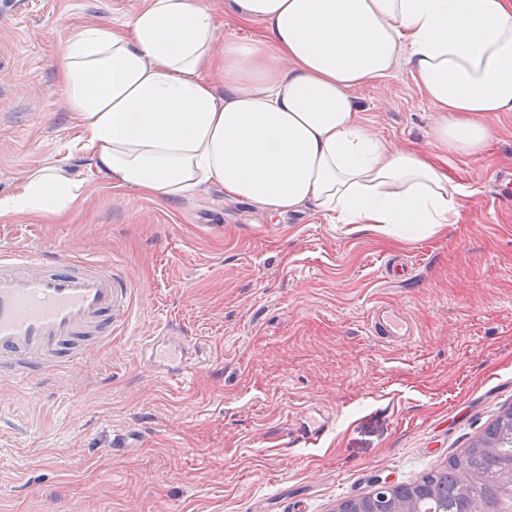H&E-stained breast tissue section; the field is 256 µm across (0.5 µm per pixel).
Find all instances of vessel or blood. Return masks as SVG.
Segmentation results:
<instances>
[{
  "instance_id": "obj_1",
  "label": "vessel or blood",
  "mask_w": 512,
  "mask_h": 512,
  "mask_svg": "<svg viewBox=\"0 0 512 512\" xmlns=\"http://www.w3.org/2000/svg\"><path fill=\"white\" fill-rule=\"evenodd\" d=\"M134 302L131 282L112 260L48 257L21 248L0 249V381L28 384L71 370L108 346L128 325ZM370 332L389 343L410 339L413 326L402 313L375 305ZM156 340L145 357L154 372L178 377L191 371L196 354L186 351L173 365L157 358ZM307 447L329 432L328 418L315 410L296 416Z\"/></svg>"
}]
</instances>
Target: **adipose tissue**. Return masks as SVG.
Segmentation results:
<instances>
[{
    "label": "adipose tissue",
    "instance_id": "obj_1",
    "mask_svg": "<svg viewBox=\"0 0 512 512\" xmlns=\"http://www.w3.org/2000/svg\"><path fill=\"white\" fill-rule=\"evenodd\" d=\"M232 2L266 31L220 57L202 0H145L127 22L67 39L58 81L97 172L166 203L218 185L277 212L312 202L338 223L407 235L451 223L463 188L369 133L350 92L409 67L438 112L433 148L481 156L487 116L512 112V0ZM83 193L39 168L0 197V216L60 218Z\"/></svg>",
    "mask_w": 512,
    "mask_h": 512
}]
</instances>
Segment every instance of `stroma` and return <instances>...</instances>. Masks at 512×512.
<instances>
[{
    "mask_svg": "<svg viewBox=\"0 0 512 512\" xmlns=\"http://www.w3.org/2000/svg\"><path fill=\"white\" fill-rule=\"evenodd\" d=\"M203 2L216 52L264 31L229 0ZM143 3L0 0V196L41 167L85 184L63 221L0 217V246L112 259L136 295L104 354L22 390L0 383V512H334L447 462L512 406V199L494 187L512 169V112L489 115L480 159H440L467 197L428 234L340 224L310 202L278 213L214 185L159 202L96 173L56 70L74 30ZM351 97L369 132L433 156L435 108L408 70ZM393 259L410 281H383ZM377 303L413 321L411 341L370 334ZM168 332L201 355L179 391L141 353ZM306 405L335 417L315 450L297 439Z\"/></svg>",
    "mask_w": 512,
    "mask_h": 512,
    "instance_id": "35a3bbf8",
    "label": "stroma"
}]
</instances>
